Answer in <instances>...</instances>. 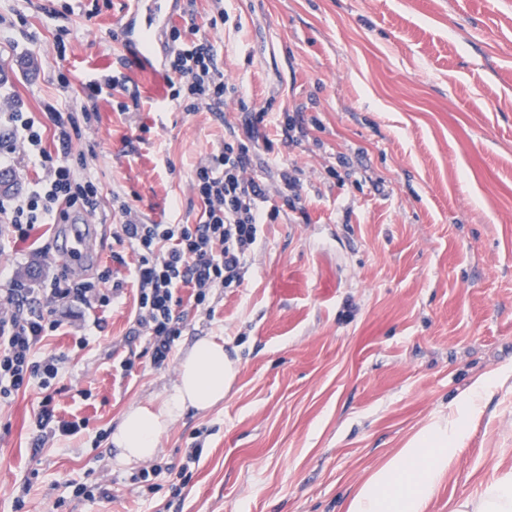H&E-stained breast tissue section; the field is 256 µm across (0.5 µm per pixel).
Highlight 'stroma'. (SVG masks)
<instances>
[{
	"mask_svg": "<svg viewBox=\"0 0 512 512\" xmlns=\"http://www.w3.org/2000/svg\"><path fill=\"white\" fill-rule=\"evenodd\" d=\"M177 3L173 26L218 46L247 108L232 97L219 115L184 111L128 47L124 0H0V94L40 122L50 103L99 112L67 156L99 183L93 269L122 285L110 305L58 310L42 343L64 359L56 418L85 429L41 445L38 384L0 401V512H345L374 468L432 417L456 416L484 379L483 411L427 512L478 496L512 471V378H499L512 371V0H224L215 27L213 0ZM251 106L311 122L286 150L310 220L262 225L243 285L214 289L208 310L181 289L187 325L155 367L149 336L133 332V257L115 240L112 195L196 223L193 171ZM341 156L339 182L327 169ZM57 231L0 245V289L64 273ZM206 336L223 341L236 378L223 402L160 437L166 470L142 493L111 435L129 407L167 395L178 356ZM198 438L180 482L167 469ZM73 482L101 492L73 497Z\"/></svg>",
	"mask_w": 512,
	"mask_h": 512,
	"instance_id": "obj_1",
	"label": "stroma"
}]
</instances>
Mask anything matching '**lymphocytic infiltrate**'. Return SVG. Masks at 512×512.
<instances>
[{
  "instance_id": "f902f5d3",
  "label": "lymphocytic infiltrate",
  "mask_w": 512,
  "mask_h": 512,
  "mask_svg": "<svg viewBox=\"0 0 512 512\" xmlns=\"http://www.w3.org/2000/svg\"><path fill=\"white\" fill-rule=\"evenodd\" d=\"M170 40L165 66L173 98L182 100L189 112L202 106L223 112L227 97L238 90L225 82L214 44L206 38L183 41L175 28ZM267 122L266 109H252L243 130L229 131L223 146L196 167L193 189L201 202L197 223L159 224L141 218L124 197H112L123 219L115 238L128 244L135 256L136 329L149 336L155 366L168 363L174 340L184 328V317L178 312L181 288H192L194 302L201 306L212 289L240 287L260 226L275 223L287 211L303 220L308 217L301 203V180L287 158L278 162L284 185L278 200L270 199L256 171L257 152L272 148L261 133ZM0 124L5 127L0 166L13 164L19 152L44 171L25 195L0 202V223L14 239L26 240L35 225L52 223L63 207L76 206L86 214L96 210L94 177L76 172L67 160L52 158L43 147L41 123L11 101L0 108ZM111 279L107 268L91 278L55 277L38 288L15 283L0 294V399L37 381L45 392L35 420L42 436H71L82 428L79 422L55 418L50 388L61 357L36 356L45 336L59 328L54 310L75 303L109 305L112 293L106 285Z\"/></svg>"
}]
</instances>
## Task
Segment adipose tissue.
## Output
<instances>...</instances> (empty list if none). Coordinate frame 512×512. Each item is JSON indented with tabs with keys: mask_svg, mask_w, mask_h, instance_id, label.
Masks as SVG:
<instances>
[{
	"mask_svg": "<svg viewBox=\"0 0 512 512\" xmlns=\"http://www.w3.org/2000/svg\"><path fill=\"white\" fill-rule=\"evenodd\" d=\"M236 373L222 342L196 341L179 361L171 393L160 404L134 405L124 413L111 437L117 462L152 460L170 424L188 409L204 411L222 402ZM485 392V384H477L461 400L463 416L433 418L410 435L359 486L346 512H426L467 437L468 417L482 410ZM451 512H512V473L488 483L478 498L454 504Z\"/></svg>",
	"mask_w": 512,
	"mask_h": 512,
	"instance_id": "obj_1",
	"label": "adipose tissue"
}]
</instances>
